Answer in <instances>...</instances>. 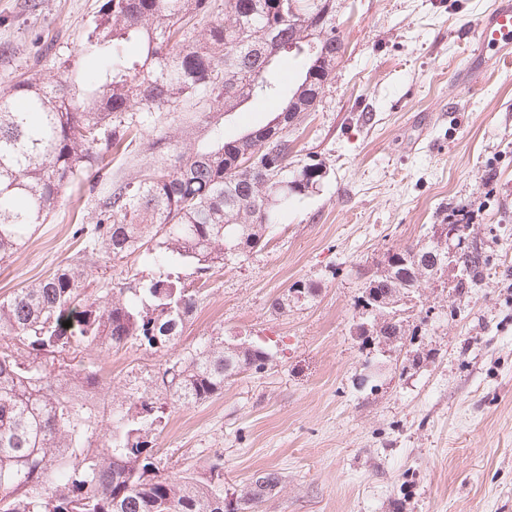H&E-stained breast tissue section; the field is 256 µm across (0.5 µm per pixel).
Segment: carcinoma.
<instances>
[{
	"instance_id": "cac0c4a2",
	"label": "carcinoma",
	"mask_w": 512,
	"mask_h": 512,
	"mask_svg": "<svg viewBox=\"0 0 512 512\" xmlns=\"http://www.w3.org/2000/svg\"><path fill=\"white\" fill-rule=\"evenodd\" d=\"M342 51L336 0H103L78 55L47 77L22 74L0 100V262L26 247L63 189L87 183L93 201L90 221L72 232L83 242L77 258L0 299V512H245L279 484L265 472L232 499L223 463L205 481L170 478L154 453L168 405L159 390L182 405L205 402L224 380L268 365L267 349L207 339L105 424L94 397H114L112 385L85 367L55 373L46 358L82 345L175 344L198 302L177 268L207 275L263 247L288 202L326 177L316 155L293 166L288 128L315 110ZM290 56L292 79L280 68ZM255 100L274 117L225 135L222 116ZM163 121L168 131L152 139ZM271 142L273 169L240 168ZM162 143L173 162L156 157ZM117 155L136 160L135 173L97 188ZM229 244L242 249L227 259ZM437 250L392 253L368 287L408 293L403 275ZM100 254H138L159 271L94 298L87 266ZM454 262L458 288L477 284L487 266L470 245Z\"/></svg>"
}]
</instances>
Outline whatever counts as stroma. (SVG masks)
I'll return each instance as SVG.
<instances>
[{
	"label": "stroma",
	"instance_id": "obj_1",
	"mask_svg": "<svg viewBox=\"0 0 512 512\" xmlns=\"http://www.w3.org/2000/svg\"><path fill=\"white\" fill-rule=\"evenodd\" d=\"M494 0H339L344 53L312 112L288 136L297 160L328 174L294 199L261 250L212 278L175 345L130 342L65 361L95 365L102 382L143 390L170 357L205 339L266 348L271 363L229 378L221 395L171 404L157 430L162 473L208 476L224 490L253 474L281 481L259 512H512V65L481 58L472 33ZM0 0V95L30 67L34 38L54 58L74 50L101 0ZM481 58L484 77L470 76ZM476 219L467 244L489 258L476 286L456 269L422 282L402 304L401 342L359 335L358 299L386 256L435 242L449 208ZM91 203L65 192L27 248L0 263V298L66 264L74 225ZM313 290L272 304L292 284Z\"/></svg>",
	"mask_w": 512,
	"mask_h": 512
}]
</instances>
